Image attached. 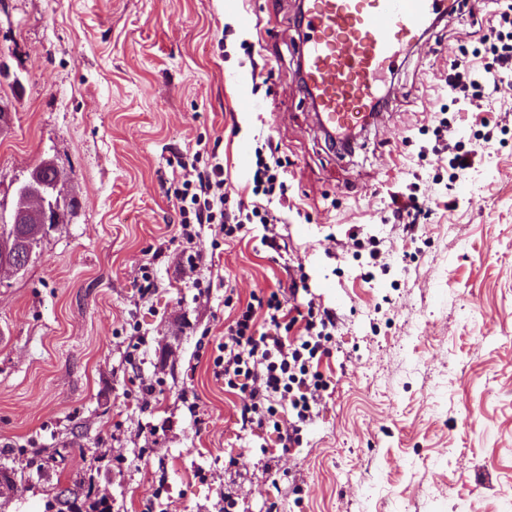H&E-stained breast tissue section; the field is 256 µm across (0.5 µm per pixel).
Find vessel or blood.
Masks as SVG:
<instances>
[{
    "label": "vessel or blood",
    "mask_w": 512,
    "mask_h": 512,
    "mask_svg": "<svg viewBox=\"0 0 512 512\" xmlns=\"http://www.w3.org/2000/svg\"><path fill=\"white\" fill-rule=\"evenodd\" d=\"M447 12L448 0H306L301 86L321 127L343 138L365 126L383 77Z\"/></svg>",
    "instance_id": "obj_1"
}]
</instances>
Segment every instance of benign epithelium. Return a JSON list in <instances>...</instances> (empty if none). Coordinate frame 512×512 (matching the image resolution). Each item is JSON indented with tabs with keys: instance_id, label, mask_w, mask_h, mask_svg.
<instances>
[{
	"instance_id": "7a95c632",
	"label": "benign epithelium",
	"mask_w": 512,
	"mask_h": 512,
	"mask_svg": "<svg viewBox=\"0 0 512 512\" xmlns=\"http://www.w3.org/2000/svg\"><path fill=\"white\" fill-rule=\"evenodd\" d=\"M58 217L57 205L43 193L38 176L28 183H18L11 218L0 219V268L6 267L14 273L25 270L24 263L14 256L22 250L34 253L40 238Z\"/></svg>"
}]
</instances>
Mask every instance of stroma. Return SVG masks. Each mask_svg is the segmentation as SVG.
<instances>
[{
	"instance_id": "1",
	"label": "stroma",
	"mask_w": 512,
	"mask_h": 512,
	"mask_svg": "<svg viewBox=\"0 0 512 512\" xmlns=\"http://www.w3.org/2000/svg\"><path fill=\"white\" fill-rule=\"evenodd\" d=\"M296 11L0 0V205L44 159L72 201L23 272L0 271V463L20 474L0 512H49L77 484L112 512H217L227 487L244 512H512V75L479 110L450 90L452 64L492 56L449 11L341 151L296 83ZM194 153L247 204L257 159L279 160L275 230L180 238L169 188ZM410 193L411 229L391 214ZM300 277L339 320L334 392L272 458L213 359L239 304Z\"/></svg>"
}]
</instances>
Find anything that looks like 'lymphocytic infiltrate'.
<instances>
[{
	"instance_id": "1",
	"label": "lymphocytic infiltrate",
	"mask_w": 512,
	"mask_h": 512,
	"mask_svg": "<svg viewBox=\"0 0 512 512\" xmlns=\"http://www.w3.org/2000/svg\"><path fill=\"white\" fill-rule=\"evenodd\" d=\"M473 34L493 43L497 71L477 75L472 67H456L449 78L455 88L471 90L470 103L493 97L499 90V72L512 71V11L503 10L498 22H485L469 9ZM184 174L173 195L178 204L179 234L192 239L201 224H211L227 239L238 237L251 224H270L266 204L228 207L224 192V166L214 161L184 165ZM337 319L331 310L316 311L314 302H303L301 288L271 292L267 298L240 305L224 328L223 354L214 361L215 377L226 387L245 394L240 408L242 429H273L279 450L287 452L302 441V431L313 417V408L330 383L319 370L336 342ZM286 412H279L280 404Z\"/></svg>"
}]
</instances>
